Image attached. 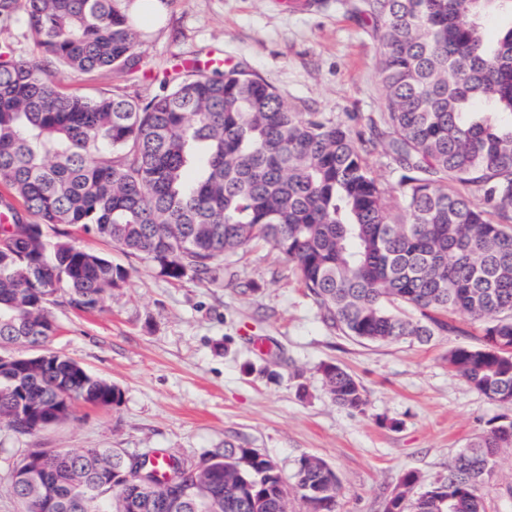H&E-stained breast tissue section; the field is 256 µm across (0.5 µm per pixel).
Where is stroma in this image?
Returning a JSON list of instances; mask_svg holds the SVG:
<instances>
[{
	"label": "stroma",
	"instance_id": "obj_1",
	"mask_svg": "<svg viewBox=\"0 0 512 512\" xmlns=\"http://www.w3.org/2000/svg\"><path fill=\"white\" fill-rule=\"evenodd\" d=\"M162 25H139L156 65L223 57L272 83L294 110L347 120L386 109L380 34L362 0H161ZM0 50L41 54L20 15L0 17ZM63 89L94 95L120 87L134 99L158 82L118 72L66 78ZM72 241L108 254L127 279L102 311L55 308L50 346L116 386L108 407L76 405L67 420L20 435L0 423V512H21L10 493L27 448H117L199 457L234 444L254 448L292 476L305 455L324 460L339 480L337 512H383L403 474L421 486L441 480L456 453L492 419L512 418L448 369V352L478 344L476 326L429 343H367L330 328L299 283L294 265L269 246L241 252L234 277L172 279L150 260L73 227ZM337 363L363 385L368 406L355 413L329 397L322 367ZM480 494L486 512H512V448L496 458Z\"/></svg>",
	"mask_w": 512,
	"mask_h": 512
}]
</instances>
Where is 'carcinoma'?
<instances>
[{
    "instance_id": "carcinoma-1",
    "label": "carcinoma",
    "mask_w": 512,
    "mask_h": 512,
    "mask_svg": "<svg viewBox=\"0 0 512 512\" xmlns=\"http://www.w3.org/2000/svg\"><path fill=\"white\" fill-rule=\"evenodd\" d=\"M381 33L387 111L371 137L323 112H297L276 87L241 68L185 65L163 92L135 100L115 87L96 96L61 91L90 70L148 77L125 0H0L19 12L52 63L0 54V183L32 222L0 226V343L43 357L0 370V419L32 406L59 422L64 395L94 406L120 392L46 348L53 308L101 309L127 271L64 239L80 225L178 279L226 272L263 241L294 263L308 296L341 335L366 342H427L465 314L479 345L448 353L477 391L512 401V25L489 41L483 19L512 0H366ZM381 141L396 185L378 182L363 155ZM57 292L52 303L42 295ZM322 375L333 402L367 405L358 379L337 364ZM512 448V420L462 449L445 478L423 489L406 472L386 512H485L479 494L496 455ZM118 448L60 452L42 483L11 480L25 512L46 497L54 512H128L110 483ZM203 468L169 457L159 474L143 456L126 483L137 512H284L287 494L336 512L338 479L301 457L286 481L254 448L208 451Z\"/></svg>"
}]
</instances>
